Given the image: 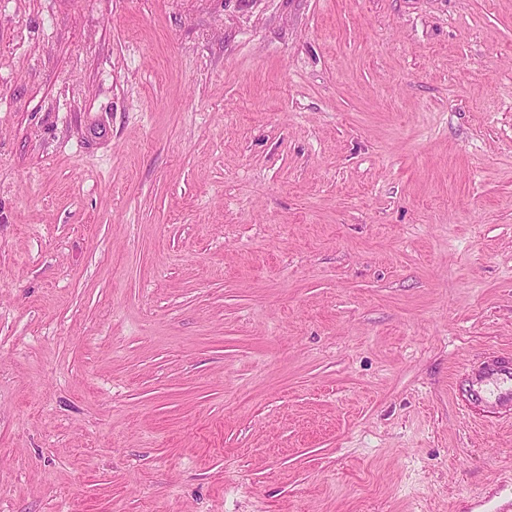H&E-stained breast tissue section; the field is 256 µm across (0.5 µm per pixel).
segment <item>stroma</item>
Here are the masks:
<instances>
[{
    "label": "stroma",
    "instance_id": "35a3bbf8",
    "mask_svg": "<svg viewBox=\"0 0 512 512\" xmlns=\"http://www.w3.org/2000/svg\"><path fill=\"white\" fill-rule=\"evenodd\" d=\"M512 0H0V512H494ZM462 392L468 404L512 406V364L507 357L484 361L465 380Z\"/></svg>",
    "mask_w": 512,
    "mask_h": 512
}]
</instances>
